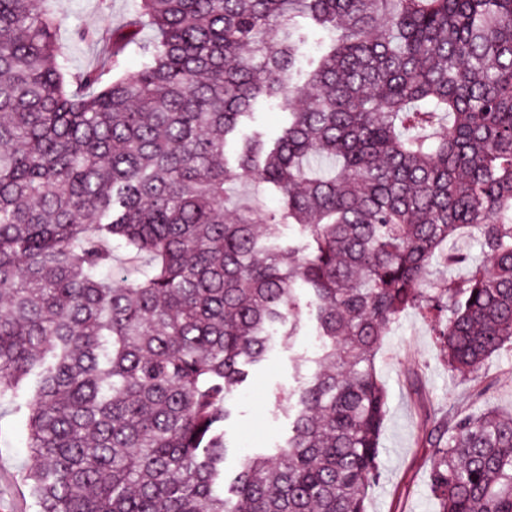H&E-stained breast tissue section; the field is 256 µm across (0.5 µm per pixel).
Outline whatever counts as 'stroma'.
I'll list each match as a JSON object with an SVG mask.
<instances>
[{
  "label": "stroma",
  "mask_w": 512,
  "mask_h": 512,
  "mask_svg": "<svg viewBox=\"0 0 512 512\" xmlns=\"http://www.w3.org/2000/svg\"><path fill=\"white\" fill-rule=\"evenodd\" d=\"M61 35L73 29H107L121 25L136 9V0H56ZM318 342L312 317L303 316L297 333L279 342L251 368L239 389L231 418L224 425L229 444L224 481L232 483L240 455L262 453L284 443L291 413L284 401L310 370ZM377 367L388 393V413L381 438L382 477L370 492L367 512H436L428 486L430 448L421 436L451 406H467L475 389L504 411L512 410V349L487 359L476 382L454 377L444 361L432 324L417 312L404 314L387 336ZM26 419L0 415V512H38L30 472L36 467Z\"/></svg>",
  "instance_id": "stroma-1"
}]
</instances>
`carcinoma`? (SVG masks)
<instances>
[{"mask_svg": "<svg viewBox=\"0 0 512 512\" xmlns=\"http://www.w3.org/2000/svg\"><path fill=\"white\" fill-rule=\"evenodd\" d=\"M49 2L0 0V406L27 417L39 512H366L389 326L432 316L464 378L512 345V0H140L80 71L90 34L61 39ZM269 100L288 123L228 166ZM247 181L279 200L262 238L224 218ZM465 233L493 271L425 287ZM306 309L291 434L228 496V401ZM425 442L438 512H512V414L457 409Z\"/></svg>", "mask_w": 512, "mask_h": 512, "instance_id": "carcinoma-1", "label": "carcinoma"}]
</instances>
